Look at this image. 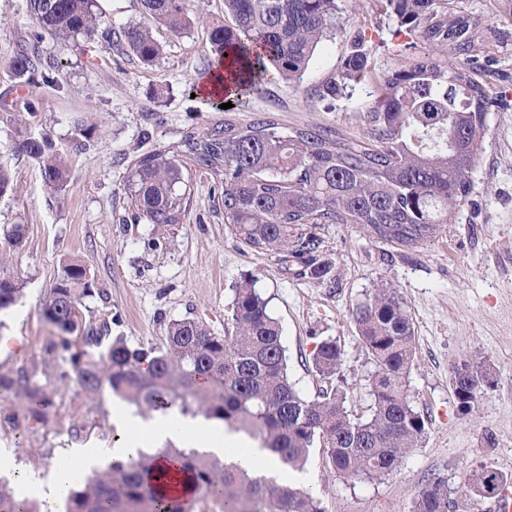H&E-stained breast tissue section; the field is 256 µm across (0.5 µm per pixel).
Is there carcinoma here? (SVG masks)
<instances>
[{
	"instance_id": "carcinoma-1",
	"label": "carcinoma",
	"mask_w": 512,
	"mask_h": 512,
	"mask_svg": "<svg viewBox=\"0 0 512 512\" xmlns=\"http://www.w3.org/2000/svg\"><path fill=\"white\" fill-rule=\"evenodd\" d=\"M155 24L173 33L191 27L186 0H140ZM399 27L428 46V56L403 62L378 77V95L361 113V132L345 134L317 126L283 130L271 118L249 124L224 121L200 137L185 136L179 150L140 155L127 180V197L138 215L156 228L178 224L191 190L183 169L188 158L224 172V223L248 247L296 261L321 279L317 263L323 240L310 224H357L370 236L417 247L453 224L472 194V174L488 127L492 100L468 67L448 53L476 50L479 21L448 16L445 0H385ZM41 33L63 43L91 41L100 28L97 0H27ZM338 0H224L225 23L211 28L217 62L231 61V78L241 96L261 91L278 74L302 79L319 44L335 35ZM104 36L116 37L144 65L162 46L151 30L126 24ZM373 44L361 32L350 40L340 70L321 86L336 99L372 77ZM36 46L20 48L11 63L26 83L36 70ZM19 149L35 161L45 186L55 194L71 181L66 158L46 132L24 135ZM85 265L66 263L46 292L40 315L56 330L47 354L60 352L54 378L76 384L86 395L104 391L141 412L178 410L224 424L232 432L276 453L290 471H301L310 448H324L330 465L346 478H378L420 446L427 421L411 405L408 378L414 361V329L398 288L376 285L352 310L360 339L374 364V404L367 418L345 407V393L332 383L343 361L341 347L320 342L313 354L316 373L327 381L314 397L288 377L281 328L253 278L232 288L224 335L190 318L172 320L160 345L131 347L123 337L104 336L83 325L79 309L93 296L83 278ZM23 280L0 277V314L23 297ZM490 370L464 359L452 367L450 382L459 409L472 412ZM19 401L44 419L54 390L24 372H0V396ZM176 457L193 491L180 498L164 493L156 470L161 457ZM509 482L506 474L480 470L471 475L473 495L491 499ZM66 512H321L310 492L293 484L257 478L235 464H223L193 449L168 442L115 462L69 489ZM445 481L422 487L414 512H449ZM0 512H38L34 502L0 485Z\"/></svg>"
}]
</instances>
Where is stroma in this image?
<instances>
[{
	"label": "stroma",
	"instance_id": "stroma-1",
	"mask_svg": "<svg viewBox=\"0 0 512 512\" xmlns=\"http://www.w3.org/2000/svg\"><path fill=\"white\" fill-rule=\"evenodd\" d=\"M339 3L336 35L318 46L301 81L275 80L262 93L223 109L195 90L197 78L216 62L209 30L223 23L224 0H187L192 25L180 34L154 27L140 0H98L113 27L135 22L152 28L162 52L150 65L100 37L59 46L41 37L26 0H0V166L12 174L0 195V269L24 281L23 298L0 318V342L11 368L47 383L45 345L55 331L40 316L39 304L72 259L86 264L93 279L84 323L107 326L110 336L134 347L161 343L173 319L193 318L223 334L232 288L251 274L281 324L291 381L314 396L322 380L312 368L313 350L321 340H335L344 351L335 381L348 410L364 417L373 404L374 365L352 311L377 282L391 283L413 321L416 351L408 393L429 419L428 435L379 480L345 479L322 448H313L304 486L323 512H412L417 490L434 478L447 480L455 498L464 501L474 471L512 473V0H447L450 13L482 21L479 52L453 59L475 67L494 106L470 201L455 223L424 246L404 250L353 224H321L315 232L329 273L318 280L301 275L295 263L250 249L230 232L222 172L191 168L188 209L180 223L161 231L136 217L126 195L136 157L227 119L248 124L270 114L285 128L314 124L357 133L360 112L378 94L376 84L360 83L337 100L317 93L341 68L350 37L360 31L372 35L379 71L423 56L425 49L398 34L383 0ZM25 43L38 44L44 62L55 65L57 85L37 76L15 87L10 65ZM15 112L27 114L32 130L48 131L69 161L72 183L63 194L50 195L37 164L19 152L6 120ZM79 123L90 127L81 147L75 144ZM15 224L26 227L18 248L7 239ZM465 358L490 370L468 414L458 409L450 387L452 366ZM127 409L110 393L88 397L73 384L59 388L44 424L28 418L17 401L1 403L0 453L11 456L13 465L0 475L14 484L25 476L46 481L49 465L72 449L107 453L124 438L116 416Z\"/></svg>",
	"mask_w": 512,
	"mask_h": 512
}]
</instances>
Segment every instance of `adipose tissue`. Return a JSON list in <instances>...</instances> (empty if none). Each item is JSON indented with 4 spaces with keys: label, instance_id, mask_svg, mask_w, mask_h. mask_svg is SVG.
Returning <instances> with one entry per match:
<instances>
[{
    "label": "adipose tissue",
    "instance_id": "obj_1",
    "mask_svg": "<svg viewBox=\"0 0 512 512\" xmlns=\"http://www.w3.org/2000/svg\"><path fill=\"white\" fill-rule=\"evenodd\" d=\"M120 421L125 436L119 446L109 451L110 458L114 460H128L137 452L151 451L153 446L169 440L178 447L194 448L222 462L236 464L256 476L279 481L288 478L296 485L304 481L301 473H286L278 456L262 448L258 441L224 430L223 426L200 416L187 418L171 412L144 419L125 413ZM98 463L96 449L74 450L68 465L56 470L48 482L35 483L33 489L44 501L54 502L67 494L75 474L90 470Z\"/></svg>",
    "mask_w": 512,
    "mask_h": 512
}]
</instances>
